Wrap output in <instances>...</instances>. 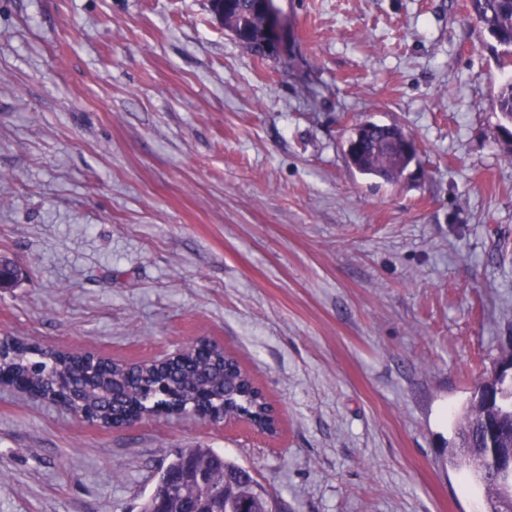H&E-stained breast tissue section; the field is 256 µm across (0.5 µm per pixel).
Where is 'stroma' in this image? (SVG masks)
Instances as JSON below:
<instances>
[{
  "mask_svg": "<svg viewBox=\"0 0 512 512\" xmlns=\"http://www.w3.org/2000/svg\"><path fill=\"white\" fill-rule=\"evenodd\" d=\"M247 53L209 0H0V336L154 360L206 336L282 414L113 430L0 388V512H139L178 448L277 512H483L448 463L512 354L500 46L464 0H272ZM419 151L396 181L357 124ZM257 13L263 19L262 34L264 38L265 50L268 55L273 54L275 47V31H276V19L274 18L270 2L271 0H254ZM367 127L371 130H367ZM355 137H359L363 147L355 158L348 154L347 158L349 165L362 174L393 181L399 178L416 158L404 150L407 139L414 140L413 137L397 125L362 123L354 128L350 140Z\"/></svg>",
  "mask_w": 512,
  "mask_h": 512,
  "instance_id": "obj_1",
  "label": "stroma"
}]
</instances>
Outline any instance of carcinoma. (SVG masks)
Returning a JSON list of instances; mask_svg holds the SVG:
<instances>
[{
    "label": "carcinoma",
    "instance_id": "cac0c4a2",
    "mask_svg": "<svg viewBox=\"0 0 512 512\" xmlns=\"http://www.w3.org/2000/svg\"><path fill=\"white\" fill-rule=\"evenodd\" d=\"M231 4L230 14L242 20L238 44L250 54L264 55L258 35L260 19L244 13L248 0H231ZM470 9L476 22L503 47V53L512 56V0H470ZM494 106L512 125L511 74L503 77ZM352 137L359 138L363 147L348 163L362 174L392 181L414 161L404 150L410 135L397 125L362 123L354 128ZM58 370L70 373L80 386L79 407L104 421L185 404L201 411L225 406L261 418L268 406L238 358L217 346L205 353H190L166 369L150 361H114L98 366L91 374L80 354L62 356L27 338L0 351V375L24 380L41 396H56L49 378ZM492 446L506 453L512 450V382L501 379L495 365L486 383L472 391L455 441L448 447V461L467 470L484 488L487 512H502L509 495L504 492L501 469L489 461L488 448ZM189 457L207 473L206 487L170 482ZM246 474V468L212 448H185L159 475L141 512H153L157 501L167 512H187L190 503L196 512H275L269 495L258 484L243 480Z\"/></svg>",
    "mask_w": 512,
    "mask_h": 512
}]
</instances>
